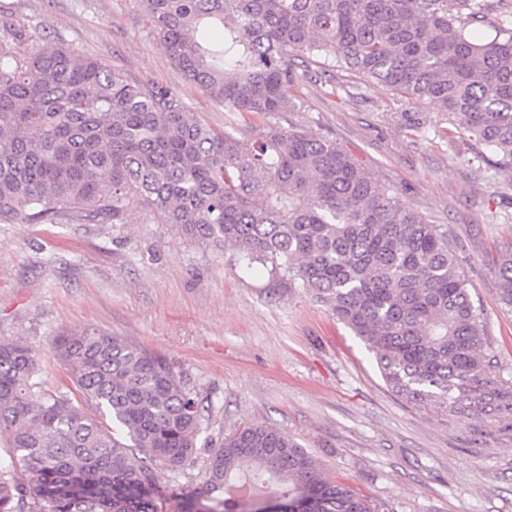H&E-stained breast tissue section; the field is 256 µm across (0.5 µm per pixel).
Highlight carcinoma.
Instances as JSON below:
<instances>
[{"instance_id":"1","label":"carcinoma","mask_w":512,"mask_h":512,"mask_svg":"<svg viewBox=\"0 0 512 512\" xmlns=\"http://www.w3.org/2000/svg\"><path fill=\"white\" fill-rule=\"evenodd\" d=\"M174 65L248 136L188 118L169 89L128 82L47 42L0 45V224H122L139 206L231 250L325 306L397 395L454 413L512 414V380L448 231L406 209L334 140L268 121L290 109L308 55L433 102L474 159L512 177V8L503 0H137ZM512 307V244L494 258ZM52 348L91 416L43 388L28 346L0 339V512H158L161 472L197 450L203 406L166 358L118 336ZM275 496L299 512H376L271 425L210 449L190 507L240 512Z\"/></svg>"}]
</instances>
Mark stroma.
<instances>
[{
    "label": "stroma",
    "mask_w": 512,
    "mask_h": 512,
    "mask_svg": "<svg viewBox=\"0 0 512 512\" xmlns=\"http://www.w3.org/2000/svg\"><path fill=\"white\" fill-rule=\"evenodd\" d=\"M25 30L102 61L130 83L177 92L215 130L233 113L188 82L137 0H0V43ZM291 111L272 116L330 138L407 209L445 225L503 372L512 310L492 259L512 243V179L474 160L466 132L352 73L296 64ZM70 331L125 338L173 362L205 408L195 455L165 471L158 512H185L208 450L234 429L272 425L332 480L383 512H512V430L393 393L363 342L298 288L244 271L131 208L121 224H0V338L29 346L45 387L83 400L50 342Z\"/></svg>",
    "instance_id": "1"
}]
</instances>
